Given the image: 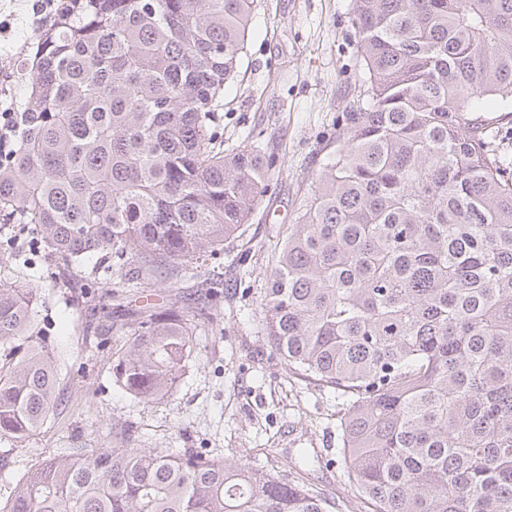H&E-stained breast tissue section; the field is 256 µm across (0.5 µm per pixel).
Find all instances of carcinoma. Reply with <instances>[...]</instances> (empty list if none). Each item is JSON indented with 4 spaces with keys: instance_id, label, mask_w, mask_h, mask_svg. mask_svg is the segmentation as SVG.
I'll use <instances>...</instances> for the list:
<instances>
[{
    "instance_id": "obj_1",
    "label": "carcinoma",
    "mask_w": 512,
    "mask_h": 512,
    "mask_svg": "<svg viewBox=\"0 0 512 512\" xmlns=\"http://www.w3.org/2000/svg\"><path fill=\"white\" fill-rule=\"evenodd\" d=\"M257 0H65L40 37L32 116L0 162V222L34 224L58 274L86 258L201 275L270 165L224 152L217 107ZM368 71L278 249L265 334L350 396L342 455L370 512H512V0H353ZM31 288H0V440L61 401ZM201 331L179 306L120 324L113 380L169 397ZM308 482L193 448H63L0 512H332Z\"/></svg>"
}]
</instances>
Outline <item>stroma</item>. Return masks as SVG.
<instances>
[{
    "label": "stroma",
    "mask_w": 512,
    "mask_h": 512,
    "mask_svg": "<svg viewBox=\"0 0 512 512\" xmlns=\"http://www.w3.org/2000/svg\"><path fill=\"white\" fill-rule=\"evenodd\" d=\"M35 0H0V107L20 111L40 32L51 22ZM364 80L352 0H258L239 73L224 92L215 132L226 150L261 145L276 160L260 207L208 260L204 280L159 270L150 297L124 289L130 308L178 302L212 317L174 394L145 405L112 379L121 343L104 331L85 343L87 259L59 280L33 225L0 229V285L36 289V324L54 347L67 401L16 444L6 475L22 476L62 448H193L245 460L288 481H307L360 512L339 450L346 400L289 369L269 343L264 288L275 251L318 178ZM132 426V439L119 432Z\"/></svg>",
    "instance_id": "35a3bbf8"
}]
</instances>
